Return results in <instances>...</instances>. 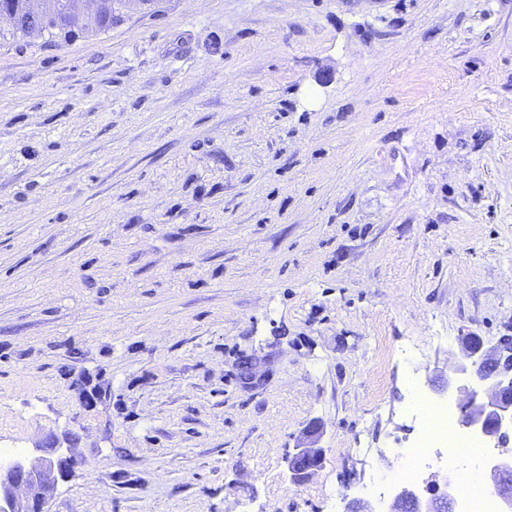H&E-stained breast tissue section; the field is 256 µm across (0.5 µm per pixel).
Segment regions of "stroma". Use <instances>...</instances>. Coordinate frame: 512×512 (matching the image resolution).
Here are the masks:
<instances>
[{"label":"stroma","instance_id":"1","mask_svg":"<svg viewBox=\"0 0 512 512\" xmlns=\"http://www.w3.org/2000/svg\"><path fill=\"white\" fill-rule=\"evenodd\" d=\"M120 13L0 40V451L73 449L45 512H347L512 326V0ZM261 361L255 357L244 356L239 362V373L243 383L251 388L261 385L263 374L260 372ZM299 439L295 453L284 458V465L290 481L295 485L304 484L323 460L324 448L319 446V427L311 425Z\"/></svg>","mask_w":512,"mask_h":512}]
</instances>
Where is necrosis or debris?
Instances as JSON below:
<instances>
[{"mask_svg": "<svg viewBox=\"0 0 512 512\" xmlns=\"http://www.w3.org/2000/svg\"><path fill=\"white\" fill-rule=\"evenodd\" d=\"M418 421L417 434L411 443L391 449L393 467L377 475L365 494L379 496L382 489L399 479H413L427 467L446 468L456 475L462 458L474 460V469L468 475V485L460 489L455 500L457 512H500L497 493L483 487L480 472L497 455L496 449L487 447L482 437L462 430L448 404L418 398L411 407Z\"/></svg>", "mask_w": 512, "mask_h": 512, "instance_id": "obj_1", "label": "necrosis or debris"}]
</instances>
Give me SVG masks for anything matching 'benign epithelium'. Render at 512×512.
I'll list each match as a JSON object with an SVG mask.
<instances>
[{
  "mask_svg": "<svg viewBox=\"0 0 512 512\" xmlns=\"http://www.w3.org/2000/svg\"><path fill=\"white\" fill-rule=\"evenodd\" d=\"M114 5V0H29L28 13L36 21L98 25L108 20ZM260 364L253 356L241 359L239 373L245 385H261ZM453 373L469 378L474 387L469 399L460 405V425L480 432L501 448L490 470L491 485L504 504L502 512H512V450L502 447L503 439L512 436V334H504L490 345L481 337H463ZM319 436V427L310 426L298 440L295 453L284 458L293 484H304L321 465L324 448L319 446ZM72 465V457L61 456L59 449L49 444L43 457L31 466L17 461L1 469L0 512H43L58 480L66 477ZM453 502L447 491L423 499L403 490L396 495L390 512H452Z\"/></svg>",
  "mask_w": 512,
  "mask_h": 512,
  "instance_id": "7a95c632",
  "label": "benign epithelium"
}]
</instances>
